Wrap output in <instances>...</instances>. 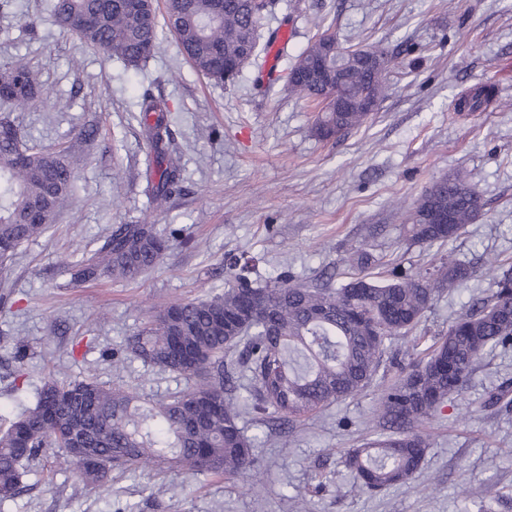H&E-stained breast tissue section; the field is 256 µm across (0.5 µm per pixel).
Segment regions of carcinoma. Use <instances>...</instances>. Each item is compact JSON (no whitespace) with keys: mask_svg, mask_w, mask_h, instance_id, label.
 Instances as JSON below:
<instances>
[{"mask_svg":"<svg viewBox=\"0 0 512 512\" xmlns=\"http://www.w3.org/2000/svg\"><path fill=\"white\" fill-rule=\"evenodd\" d=\"M276 0H166L165 24L195 70L215 83L226 80L224 65L255 56L264 21ZM53 24L64 35L102 50L137 69L156 50L160 29L155 7L132 14L126 0H52ZM324 30L292 64L305 69L318 58ZM389 62L375 48L353 60L343 57L332 86L298 79L288 82L300 98L326 101L336 94L349 103L343 112H324L317 134L329 140L359 128L391 90ZM41 86L24 59L0 66V102L25 109L41 102ZM492 94L478 88L465 95L461 112L486 109ZM143 136L153 154L147 192L161 206L182 188V168L164 102L143 94ZM74 163L60 149L26 146L18 124L0 117V268L25 242L55 223L69 201ZM479 197L461 173L436 181L407 210L410 241L442 246L479 217ZM447 223L435 224L433 213ZM174 234L152 224H119L94 250L69 264L71 282L105 278L133 280L158 266ZM382 261L354 251L339 262L347 281L301 284L283 276L252 286L248 266L230 262L234 284L210 300H186L157 309L128 337L126 357L194 379L192 386L164 400L112 389L91 379L63 383L49 376L34 406L0 432V504L23 490L24 465L44 448H56L75 478L103 486L114 470H187L229 478L255 475L254 440L240 425L249 412L274 414L296 424L371 387L393 339L422 322L443 286L465 283L469 266L445 261L414 276L378 281L372 269ZM490 264L493 288L434 337L424 356L378 395L374 417L390 425L344 453V464L363 490L409 483L429 447L415 429L438 414L449 397L462 395L480 361L498 347L512 346V267ZM245 345L242 367L250 380L247 398L236 401L224 389V358ZM512 404V384L486 397L488 408ZM91 455L73 451V428Z\"/></svg>","mask_w":512,"mask_h":512,"instance_id":"1","label":"carcinoma"}]
</instances>
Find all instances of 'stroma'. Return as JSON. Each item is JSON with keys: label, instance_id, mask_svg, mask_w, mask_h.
<instances>
[{"label": "stroma", "instance_id": "35a3bbf8", "mask_svg": "<svg viewBox=\"0 0 512 512\" xmlns=\"http://www.w3.org/2000/svg\"><path fill=\"white\" fill-rule=\"evenodd\" d=\"M49 9L48 0H14L12 13H0V63L26 57L45 91L43 102L14 113L27 143L79 159L55 224L0 270V426L32 406L51 375L92 374L156 400L185 389L186 377L139 360L116 367L111 355L154 308L223 292L231 256L250 260L257 285L285 271L316 282L353 249L383 259L384 279L450 258L475 266L392 342L390 382L473 297L488 294L487 260L512 259V0H277L266 27L291 38L275 73L261 56L228 84L200 75L170 32L134 71L60 34ZM18 13L33 29L17 27ZM322 26L343 47L373 45L390 59L388 98L364 126L331 140L315 133L320 104L287 83ZM483 85L493 86L494 105L458 114L459 98ZM146 92L170 111L184 179L160 209L144 176ZM459 170L483 204L479 218L443 246L410 244L397 202L413 203ZM146 221L177 233L159 266L133 280L69 285L64 261L96 248L113 225ZM506 379L512 349L494 350L461 396L417 423L429 440L419 476L378 493L355 490L342 462L373 433V387L293 429L244 415L257 478L139 470L97 490L50 449L0 512H512V406L483 405Z\"/></svg>", "mask_w": 512, "mask_h": 512}]
</instances>
